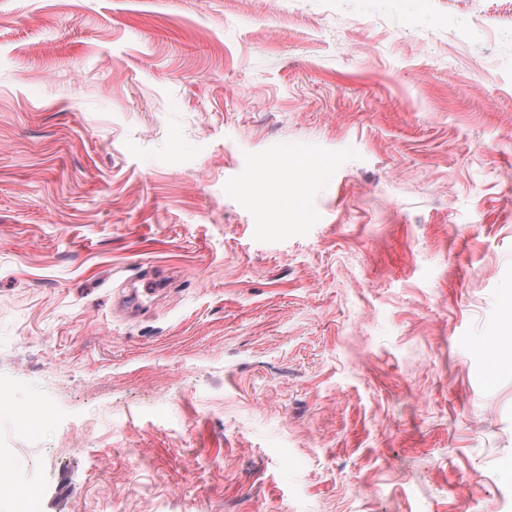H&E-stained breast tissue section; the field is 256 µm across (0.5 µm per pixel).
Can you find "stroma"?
Segmentation results:
<instances>
[{"label":"stroma","mask_w":512,"mask_h":512,"mask_svg":"<svg viewBox=\"0 0 512 512\" xmlns=\"http://www.w3.org/2000/svg\"><path fill=\"white\" fill-rule=\"evenodd\" d=\"M510 9L0 0L5 500L512 512ZM328 166L324 163H317L304 154L288 153L277 158L272 166L265 167L260 173L259 180L264 183L268 182L267 176L274 168L283 170H288V168L299 169L308 175L311 180H318L324 178Z\"/></svg>","instance_id":"stroma-1"}]
</instances>
